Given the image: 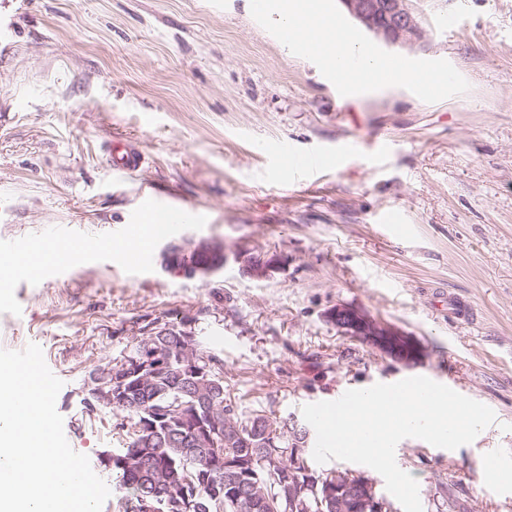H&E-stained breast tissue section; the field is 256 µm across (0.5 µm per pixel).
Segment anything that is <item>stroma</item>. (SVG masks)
<instances>
[{
    "label": "stroma",
    "mask_w": 512,
    "mask_h": 512,
    "mask_svg": "<svg viewBox=\"0 0 512 512\" xmlns=\"http://www.w3.org/2000/svg\"><path fill=\"white\" fill-rule=\"evenodd\" d=\"M410 4L426 37L398 54L448 60L466 94L427 103L389 87L339 103L249 0H0V261L61 242L75 251L61 268L0 270V349L41 347L63 383L66 439L108 488L100 459L118 443L111 411L84 403L90 373L159 318L204 337L248 415L282 421L409 374L489 406L496 420L474 442L407 438L396 463L423 512L445 495L460 512H512V483L481 468L512 466V0ZM383 130L392 144L374 167L332 162L305 181L272 157ZM117 137L145 157L120 179ZM149 193L204 219L121 257L119 228ZM391 212L400 224L382 223ZM182 239L282 263L264 281L232 263L184 277L161 264ZM339 302L415 336L427 358L406 368L341 335L325 319Z\"/></svg>",
    "instance_id": "1"
}]
</instances>
